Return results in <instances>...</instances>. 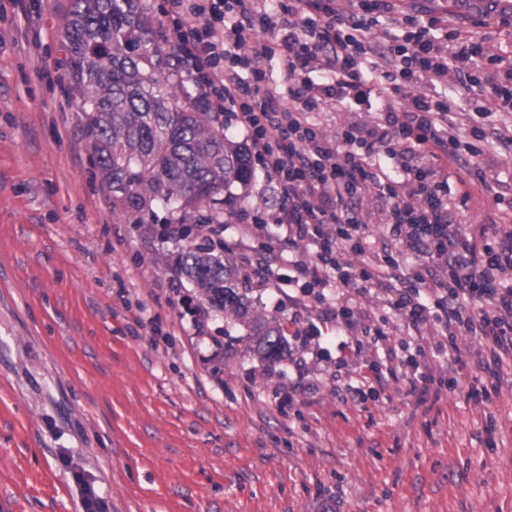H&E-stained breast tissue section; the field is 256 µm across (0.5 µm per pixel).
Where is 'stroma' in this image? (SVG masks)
Returning a JSON list of instances; mask_svg holds the SVG:
<instances>
[{
    "mask_svg": "<svg viewBox=\"0 0 512 512\" xmlns=\"http://www.w3.org/2000/svg\"><path fill=\"white\" fill-rule=\"evenodd\" d=\"M72 4L0 0V512H82L77 471L111 512H512V381L486 413L460 388L422 405L395 392L361 418L327 382L324 336L280 410L287 360L202 312L159 225L113 207L67 88ZM232 191L228 240L268 210L259 184ZM287 275L247 283L251 316L315 324L289 308ZM137 316L153 329L133 335Z\"/></svg>",
    "mask_w": 512,
    "mask_h": 512,
    "instance_id": "35a3bbf8",
    "label": "stroma"
}]
</instances>
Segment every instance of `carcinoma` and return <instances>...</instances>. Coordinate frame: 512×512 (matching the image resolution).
<instances>
[{"label":"carcinoma","instance_id":"1","mask_svg":"<svg viewBox=\"0 0 512 512\" xmlns=\"http://www.w3.org/2000/svg\"><path fill=\"white\" fill-rule=\"evenodd\" d=\"M147 0H73L64 28L71 91L79 99L94 165L112 190V204L135 223L165 209L178 245L175 266L213 311L243 318L249 300L239 291L235 259L189 240L196 224L224 223L236 184L253 178L249 148L230 142L224 119L188 90L172 52L152 38ZM265 337L276 359L287 338L283 324L247 323Z\"/></svg>","mask_w":512,"mask_h":512}]
</instances>
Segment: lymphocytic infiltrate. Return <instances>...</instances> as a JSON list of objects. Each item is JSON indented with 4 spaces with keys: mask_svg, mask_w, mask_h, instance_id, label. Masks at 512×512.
Instances as JSON below:
<instances>
[{
    "mask_svg": "<svg viewBox=\"0 0 512 512\" xmlns=\"http://www.w3.org/2000/svg\"><path fill=\"white\" fill-rule=\"evenodd\" d=\"M180 66L233 118L286 233L242 280L287 266L292 308L322 307L332 387L358 413L405 384L486 409L512 362V63L429 0H168ZM286 66L274 79L269 64ZM447 356L448 369L435 368Z\"/></svg>",
    "mask_w": 512,
    "mask_h": 512,
    "instance_id": "f902f5d3",
    "label": "lymphocytic infiltrate"
}]
</instances>
